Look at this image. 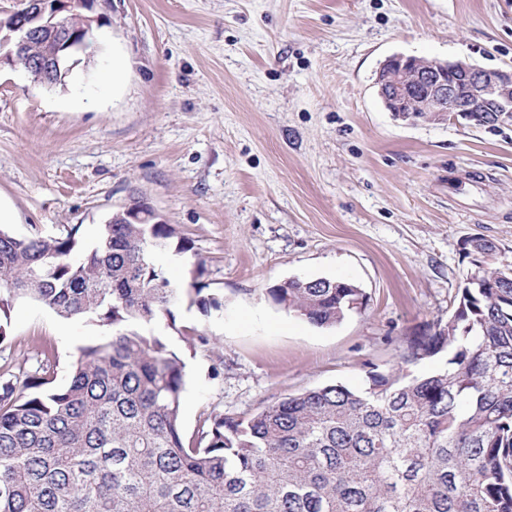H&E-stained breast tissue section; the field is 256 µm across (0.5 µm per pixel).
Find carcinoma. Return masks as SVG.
I'll list each match as a JSON object with an SVG mask.
<instances>
[{
    "label": "carcinoma",
    "mask_w": 512,
    "mask_h": 512,
    "mask_svg": "<svg viewBox=\"0 0 512 512\" xmlns=\"http://www.w3.org/2000/svg\"><path fill=\"white\" fill-rule=\"evenodd\" d=\"M136 224H104L85 249L77 227L17 236L0 228V347L14 302L112 333L86 345L69 380L56 361L0 374V512H512V265L468 241L471 281L448 322L417 336L361 390L330 384L248 417L210 414L184 438L186 365L146 327L200 294L171 283L152 254L177 232L140 201ZM179 253L191 250L178 239ZM317 327L364 309L339 279L267 289ZM444 354L427 374L410 367Z\"/></svg>",
    "instance_id": "cac0c4a2"
}]
</instances>
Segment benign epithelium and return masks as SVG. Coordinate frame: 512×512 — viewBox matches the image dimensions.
<instances>
[{
    "label": "benign epithelium",
    "instance_id": "benign-epithelium-1",
    "mask_svg": "<svg viewBox=\"0 0 512 512\" xmlns=\"http://www.w3.org/2000/svg\"><path fill=\"white\" fill-rule=\"evenodd\" d=\"M24 7L0 23V64L14 63L15 54L29 44L34 34L46 31L56 39L31 69L37 77L50 75L59 53L72 57L87 54L95 40L94 0H23ZM83 15L82 35L69 33V20L77 11ZM375 86L383 106L394 117L405 120L412 110L424 113L423 120L440 123L457 112L477 125L512 117V66L484 69L463 60H439L393 54L380 65ZM112 220L122 224L140 221L131 202L119 208Z\"/></svg>",
    "mask_w": 512,
    "mask_h": 512
}]
</instances>
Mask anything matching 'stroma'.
<instances>
[{
    "label": "stroma",
    "instance_id": "stroma-1",
    "mask_svg": "<svg viewBox=\"0 0 512 512\" xmlns=\"http://www.w3.org/2000/svg\"><path fill=\"white\" fill-rule=\"evenodd\" d=\"M88 65L65 86L0 67V205L20 236L77 227L91 245L140 196L191 244L158 253L176 284L203 263L220 309L190 300L160 320L186 363L185 435L211 411L246 416L332 383L364 387L411 337L447 319L482 236L512 262V120L403 122L374 85L392 54L512 64V0H108ZM129 61L106 78L113 48ZM343 278L367 304L317 327L265 294L288 279ZM14 303L11 346L57 357L65 382L105 335ZM191 327L210 340L189 348Z\"/></svg>",
    "mask_w": 512,
    "mask_h": 512
}]
</instances>
